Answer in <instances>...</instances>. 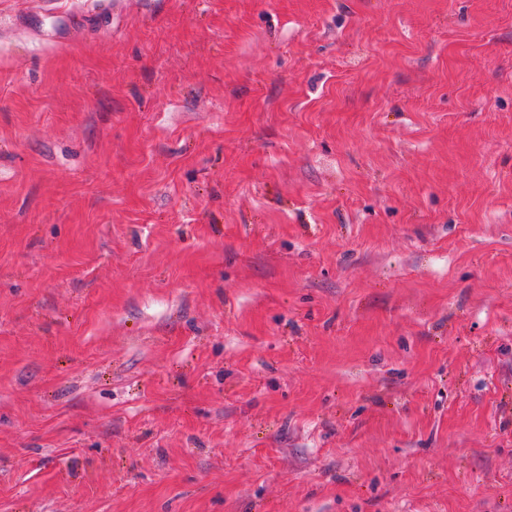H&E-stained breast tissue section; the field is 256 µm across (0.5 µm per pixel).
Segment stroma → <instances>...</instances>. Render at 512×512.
<instances>
[{"mask_svg":"<svg viewBox=\"0 0 512 512\" xmlns=\"http://www.w3.org/2000/svg\"><path fill=\"white\" fill-rule=\"evenodd\" d=\"M0 512H512V0H0Z\"/></svg>","mask_w":512,"mask_h":512,"instance_id":"1","label":"stroma"}]
</instances>
